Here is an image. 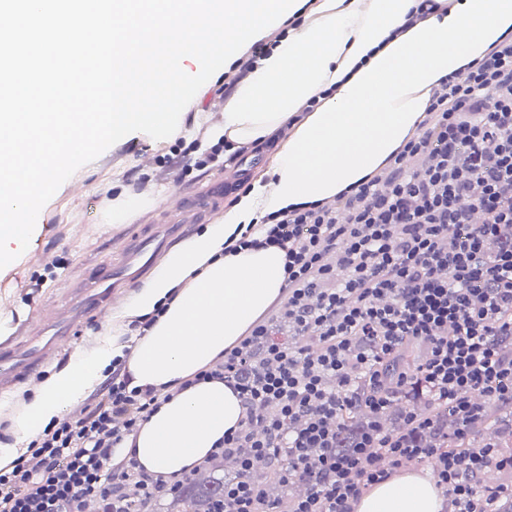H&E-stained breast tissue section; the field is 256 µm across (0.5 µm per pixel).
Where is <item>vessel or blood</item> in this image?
I'll return each instance as SVG.
<instances>
[{
	"mask_svg": "<svg viewBox=\"0 0 512 512\" xmlns=\"http://www.w3.org/2000/svg\"><path fill=\"white\" fill-rule=\"evenodd\" d=\"M224 205V184L193 197L173 190L159 206V222L146 225L118 242L111 267L93 269L73 282L67 298L34 310L21 335L0 342V389L15 386L47 367L74 339L89 314L106 315L121 304L128 288L152 268L157 256L190 227L204 223Z\"/></svg>",
	"mask_w": 512,
	"mask_h": 512,
	"instance_id": "vessel-or-blood-1",
	"label": "vessel or blood"
}]
</instances>
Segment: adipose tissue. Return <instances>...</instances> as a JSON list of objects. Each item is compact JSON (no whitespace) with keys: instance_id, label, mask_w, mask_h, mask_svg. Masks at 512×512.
I'll return each instance as SVG.
<instances>
[{"instance_id":"1","label":"adipose tissue","mask_w":512,"mask_h":512,"mask_svg":"<svg viewBox=\"0 0 512 512\" xmlns=\"http://www.w3.org/2000/svg\"><path fill=\"white\" fill-rule=\"evenodd\" d=\"M420 2L315 0L236 84L213 136L257 148L274 129H288L268 180L255 181L223 220L171 250L110 313L92 353H76L38 384L12 432L0 439V468L76 407L120 355L135 384L175 391L119 448L148 473L190 472L239 428L245 408L237 392L222 380L193 377L281 298L284 254L268 247L228 255L225 241L267 213L331 200L360 182L415 132L442 77L481 60L489 45L512 34V0H455L448 12L406 27ZM315 96L319 106L300 115ZM174 287L179 293L168 299ZM164 300L166 312L146 335L126 341L124 325ZM444 503L429 471L404 468L373 485L355 512H442Z\"/></svg>"}]
</instances>
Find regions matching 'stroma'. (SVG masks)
<instances>
[{
	"label": "stroma",
	"instance_id": "stroma-1",
	"mask_svg": "<svg viewBox=\"0 0 512 512\" xmlns=\"http://www.w3.org/2000/svg\"><path fill=\"white\" fill-rule=\"evenodd\" d=\"M173 145L157 141L147 134L123 137L94 161L80 167L55 192L38 215L39 224L50 230L34 240L41 257L59 258L61 267L43 287H31L32 276L42 274L39 265H29L0 274V297L17 308L10 324L18 330L37 306L62 298L65 283L89 264H107L112 260L111 242L124 235V224H107L103 215L119 192L139 190L143 155L167 159L168 166L158 169L148 192L155 199L171 189L167 169H177L182 159L172 157Z\"/></svg>",
	"mask_w": 512,
	"mask_h": 512
}]
</instances>
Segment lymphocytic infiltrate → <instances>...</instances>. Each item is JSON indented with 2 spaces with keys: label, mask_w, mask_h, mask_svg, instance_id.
Returning <instances> with one entry per match:
<instances>
[{
  "label": "lymphocytic infiltrate",
  "mask_w": 512,
  "mask_h": 512,
  "mask_svg": "<svg viewBox=\"0 0 512 512\" xmlns=\"http://www.w3.org/2000/svg\"><path fill=\"white\" fill-rule=\"evenodd\" d=\"M275 247L284 254V296L275 311L300 346L256 322L195 381L221 379L242 398L245 420L202 469L233 458L215 512H354L358 499L404 461L434 462L451 512H500L512 501V448L485 442L448 449L420 444L443 416L464 441L486 403L512 409V36L441 80L416 132L335 204L315 201L260 218L224 251ZM422 346L413 369L388 372ZM79 416L49 423L10 468L0 469V512H153L186 477L164 480L117 449L172 397L137 386L122 359ZM410 396L404 431L383 421ZM365 418L340 453L343 414ZM504 482L479 487L487 468ZM301 484L269 497L264 480Z\"/></svg>",
  "instance_id": "f902f5d3"
}]
</instances>
